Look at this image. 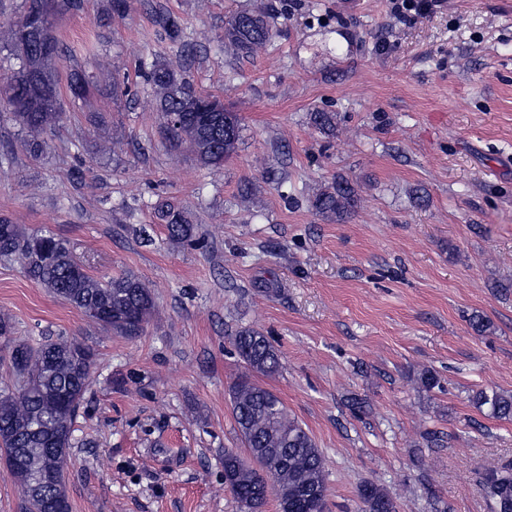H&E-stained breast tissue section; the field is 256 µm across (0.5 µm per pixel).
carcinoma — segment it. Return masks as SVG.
Segmentation results:
<instances>
[{
  "label": "carcinoma",
  "mask_w": 512,
  "mask_h": 512,
  "mask_svg": "<svg viewBox=\"0 0 512 512\" xmlns=\"http://www.w3.org/2000/svg\"><path fill=\"white\" fill-rule=\"evenodd\" d=\"M81 0H29L15 20L0 23V43L10 48L17 65L0 67L6 99L0 114L38 135L59 125L61 48L54 34L59 8H78ZM154 26L173 45H182L186 27L171 12L153 10ZM277 34L272 16L242 8L224 21V47L236 57H249ZM153 88L165 127L176 144L186 148L205 169L218 171L241 139L237 113L216 111L218 96L192 87L182 69L167 61L139 66ZM91 82L78 66L67 74L73 101L91 96ZM354 185L336 178L310 201L315 214L342 221L356 206ZM158 219L173 240L192 241L193 225L168 202L155 206ZM0 257L16 258L26 275L56 298L118 336L138 337L155 312L151 289L133 274L102 280L91 274L66 240L50 232H29L0 218ZM13 321L0 314V337L8 349L10 380L0 387V453L21 487L27 512H70L64 473L74 447L75 423L92 382L93 350L77 340H46L36 345L12 337ZM239 358L251 369L273 376L280 357L263 333L244 329L233 338ZM476 405L500 419L512 418V394L481 391ZM232 414L254 464L224 451V485L245 512H258L275 495L279 512H324L325 458L309 432L288 414L271 391L241 379L232 389ZM491 512H512V466L489 470L480 481ZM362 512H397L393 498L365 482L358 488Z\"/></svg>",
  "instance_id": "1"
}]
</instances>
